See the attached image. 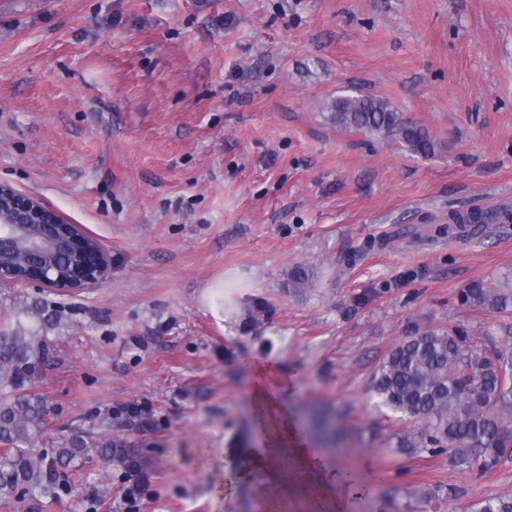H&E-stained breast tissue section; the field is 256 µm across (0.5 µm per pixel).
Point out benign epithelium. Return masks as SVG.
I'll use <instances>...</instances> for the list:
<instances>
[{"mask_svg":"<svg viewBox=\"0 0 512 512\" xmlns=\"http://www.w3.org/2000/svg\"><path fill=\"white\" fill-rule=\"evenodd\" d=\"M64 223L41 200L22 195L7 184L0 183V252L15 250V232L29 224L42 225L40 240L27 242L28 252L20 266L5 268L0 265V283L27 286L33 282L56 294L79 292L101 279L109 268V260L98 246L88 243L89 236L76 226L66 238L58 239L57 225ZM61 248L82 257L80 267L72 279L62 280L54 274L53 262L47 259L50 251Z\"/></svg>","mask_w":512,"mask_h":512,"instance_id":"obj_1","label":"benign epithelium"}]
</instances>
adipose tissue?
<instances>
[{
    "mask_svg": "<svg viewBox=\"0 0 512 512\" xmlns=\"http://www.w3.org/2000/svg\"><path fill=\"white\" fill-rule=\"evenodd\" d=\"M249 375L252 406L259 416L260 428L267 431L265 446L254 458L255 468L260 469L271 484H280L283 476L275 458L279 450L286 449L326 492L347 497L346 485L330 456L310 445L289 414L284 403L280 366L272 360H253L249 363Z\"/></svg>",
    "mask_w": 512,
    "mask_h": 512,
    "instance_id": "adipose-tissue-1",
    "label": "adipose tissue"
}]
</instances>
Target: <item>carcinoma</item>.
Instances as JSON below:
<instances>
[{
  "label": "carcinoma",
  "instance_id": "cac0c4a2",
  "mask_svg": "<svg viewBox=\"0 0 512 512\" xmlns=\"http://www.w3.org/2000/svg\"><path fill=\"white\" fill-rule=\"evenodd\" d=\"M330 129L347 135L376 136L412 154L428 157L436 144L430 133L408 121L384 99L369 94L341 95L329 106ZM448 223L459 229L481 224H511L507 209L451 211ZM311 270L297 266L288 273V287L298 292L311 284ZM461 302L470 308L512 316V288H492L475 281L464 289ZM16 320L0 329V499L16 493L46 503L61 489L55 476L42 469L35 442L43 428L47 407L30 391V371L44 362L47 331L63 321L59 311L37 304L27 305ZM372 390L380 404L401 417L416 419L421 427L398 437L397 450L412 454L445 455L462 469L488 472L502 459L512 457V349H488L464 330L454 332L429 326L415 328L391 349L375 372ZM307 431L325 451L346 449L342 427L329 413L299 412ZM105 432L92 442L81 436L64 441L57 461L68 465L94 447L99 458L110 463L125 461L119 449L126 441ZM371 512H384L393 504L385 491L374 487L360 493ZM469 512H512V495H499L474 502Z\"/></svg>",
  "mask_w": 512,
  "mask_h": 512
}]
</instances>
